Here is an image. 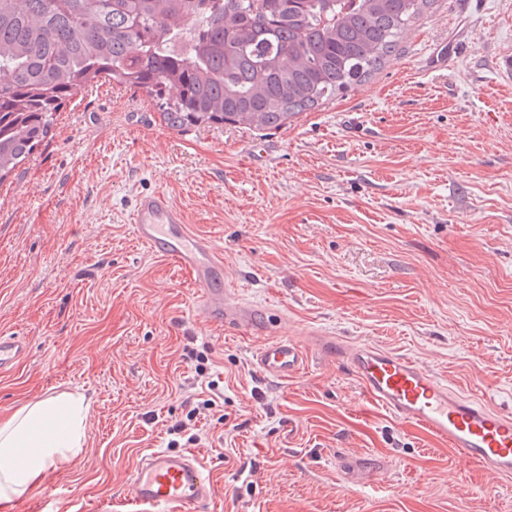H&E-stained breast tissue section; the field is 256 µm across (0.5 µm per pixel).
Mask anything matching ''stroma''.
Instances as JSON below:
<instances>
[{"label": "stroma", "mask_w": 512, "mask_h": 512, "mask_svg": "<svg viewBox=\"0 0 512 512\" xmlns=\"http://www.w3.org/2000/svg\"><path fill=\"white\" fill-rule=\"evenodd\" d=\"M511 54L512 0H434L371 78L278 130L177 131L109 82L68 100L0 184V334L27 346L0 375V416L80 393L86 441L8 512L120 499L188 397L212 402L201 441L179 445L218 485L211 512H512V479L391 418L341 366L263 377L258 340L207 322L190 276L131 224L138 194L166 191L279 336L398 351L512 412ZM344 454L386 461L382 482L343 481Z\"/></svg>", "instance_id": "1"}]
</instances>
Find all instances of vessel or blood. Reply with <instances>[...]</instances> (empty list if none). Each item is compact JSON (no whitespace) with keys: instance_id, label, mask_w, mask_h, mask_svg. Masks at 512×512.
Segmentation results:
<instances>
[{"instance_id":"obj_1","label":"vessel or blood","mask_w":512,"mask_h":512,"mask_svg":"<svg viewBox=\"0 0 512 512\" xmlns=\"http://www.w3.org/2000/svg\"><path fill=\"white\" fill-rule=\"evenodd\" d=\"M132 230L156 255L173 261L199 288L197 308L212 325L243 337H262L254 365L266 378L285 380L308 363L297 341L271 338L274 319L258 304L238 299L224 287V260L211 237L194 232L169 196L159 191L137 197ZM314 351L345 368L366 396L400 423L424 430L458 457L501 477L512 476V413L450 388L435 373L397 351L317 334ZM23 341L0 336V373L24 357ZM347 479L384 472L369 458L336 461ZM217 493L206 465L189 453L153 450L140 455L119 504L122 512H202Z\"/></svg>"}]
</instances>
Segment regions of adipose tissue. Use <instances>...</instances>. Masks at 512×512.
<instances>
[{"label": "adipose tissue", "mask_w": 512, "mask_h": 512, "mask_svg": "<svg viewBox=\"0 0 512 512\" xmlns=\"http://www.w3.org/2000/svg\"><path fill=\"white\" fill-rule=\"evenodd\" d=\"M84 397H51L0 418V504L30 493L51 468L70 463L84 442Z\"/></svg>", "instance_id": "1"}]
</instances>
